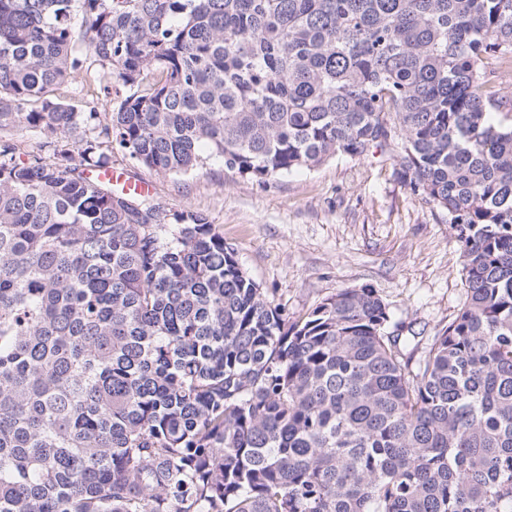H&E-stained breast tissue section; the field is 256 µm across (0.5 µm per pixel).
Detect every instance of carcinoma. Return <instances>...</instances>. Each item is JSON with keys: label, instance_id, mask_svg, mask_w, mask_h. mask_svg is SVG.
Returning a JSON list of instances; mask_svg holds the SVG:
<instances>
[{"label": "carcinoma", "instance_id": "cac0c4a2", "mask_svg": "<svg viewBox=\"0 0 512 512\" xmlns=\"http://www.w3.org/2000/svg\"><path fill=\"white\" fill-rule=\"evenodd\" d=\"M491 60L512 0H0V512H512ZM392 141L462 243L467 302L425 344L366 287L288 320L219 225L93 176L116 148L264 183Z\"/></svg>", "mask_w": 512, "mask_h": 512}]
</instances>
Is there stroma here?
Instances as JSON below:
<instances>
[{
    "instance_id": "1",
    "label": "stroma",
    "mask_w": 512,
    "mask_h": 512,
    "mask_svg": "<svg viewBox=\"0 0 512 512\" xmlns=\"http://www.w3.org/2000/svg\"><path fill=\"white\" fill-rule=\"evenodd\" d=\"M173 210L220 225L243 269L295 320L344 288L374 289L388 303L389 331L424 341L457 316L466 297L461 243L444 211L413 194L391 152L339 154L267 183L212 162L191 178L133 166Z\"/></svg>"
}]
</instances>
